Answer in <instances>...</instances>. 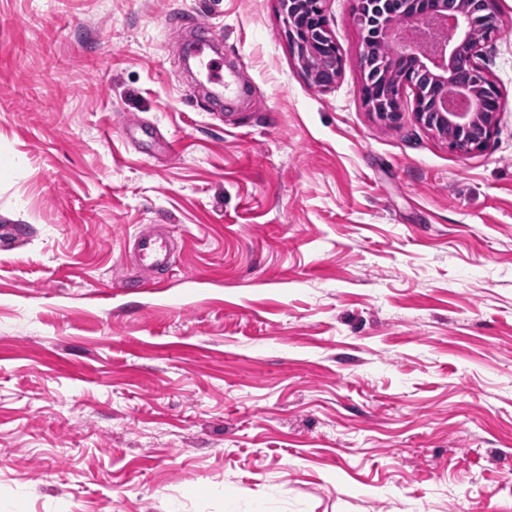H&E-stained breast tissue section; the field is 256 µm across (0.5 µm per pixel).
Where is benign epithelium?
<instances>
[{
  "instance_id": "7a95c632",
  "label": "benign epithelium",
  "mask_w": 512,
  "mask_h": 512,
  "mask_svg": "<svg viewBox=\"0 0 512 512\" xmlns=\"http://www.w3.org/2000/svg\"><path fill=\"white\" fill-rule=\"evenodd\" d=\"M373 0H357L358 17L365 33L391 36L396 30L407 33L397 44L386 41L385 52L370 65H362L363 102L368 112L394 124L402 118L401 101L406 86L415 91L417 121L448 142L460 153L482 151L496 133V115L501 107L500 92L479 66L462 76L454 68L455 58L464 53L476 57L482 44L474 38L472 19H489L486 30L496 32L498 12L494 0H417V11L409 13L405 0H389L388 10L372 14ZM285 14L288 41L295 47L298 63L313 85L327 89L341 73L336 43L328 36L323 0H280ZM439 18L454 29L456 38L447 41L433 31L424 32L427 23ZM403 64L400 78L391 85H376L373 74L383 72L389 63Z\"/></svg>"
}]
</instances>
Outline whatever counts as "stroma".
<instances>
[{
	"label": "stroma",
	"mask_w": 512,
	"mask_h": 512,
	"mask_svg": "<svg viewBox=\"0 0 512 512\" xmlns=\"http://www.w3.org/2000/svg\"><path fill=\"white\" fill-rule=\"evenodd\" d=\"M325 7L320 89L278 0H0V512H512V0L468 154ZM136 258L139 265L148 272L167 267L173 255L170 238L154 231H144L136 236Z\"/></svg>",
	"instance_id": "obj_1"
}]
</instances>
